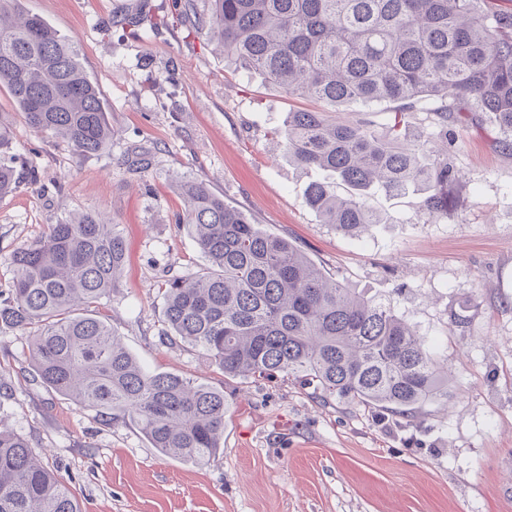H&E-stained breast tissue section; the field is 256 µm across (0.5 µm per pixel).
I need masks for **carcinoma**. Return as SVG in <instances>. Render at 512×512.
Segmentation results:
<instances>
[{
  "label": "carcinoma",
  "mask_w": 512,
  "mask_h": 512,
  "mask_svg": "<svg viewBox=\"0 0 512 512\" xmlns=\"http://www.w3.org/2000/svg\"><path fill=\"white\" fill-rule=\"evenodd\" d=\"M225 59L322 111L288 113V160L330 175L305 191L325 224L359 236L386 223L371 197L423 195L435 218L456 206L448 115L483 112L512 148V11L493 0H184ZM0 80L18 114L79 156L112 146V124L77 42L23 0H0ZM398 102L426 112L440 149L396 126L336 122L329 110ZM11 112H0V197L19 185ZM179 217L207 266L165 281L170 335L203 350L229 377L305 378L327 396L402 416L448 395L437 356L381 298L329 276L284 237L263 232L207 184L178 181ZM345 193L340 194L337 188ZM127 259L117 225L94 210L48 226L12 257L0 322L29 333L47 387L104 421H133L159 453L205 464L224 441V390L149 373L96 314ZM0 512H82L27 440L0 428Z\"/></svg>",
  "instance_id": "obj_1"
}]
</instances>
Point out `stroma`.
<instances>
[{"label":"stroma","instance_id":"obj_1","mask_svg":"<svg viewBox=\"0 0 512 512\" xmlns=\"http://www.w3.org/2000/svg\"><path fill=\"white\" fill-rule=\"evenodd\" d=\"M61 34L107 105L108 153L77 156L15 117L23 179L0 198V286L12 256L65 215L93 209L127 244L119 288L98 307L152 372L223 389L221 453L197 465L152 448L137 426L102 421L40 382L29 338L0 324V423L68 484L83 512H512V149L479 113L449 122L462 175L456 210L428 217L417 196H376L388 221L361 237L303 202L315 171L289 163L288 112L317 108L226 62L173 0H24ZM145 33L113 27L135 9ZM151 155L148 169L127 152ZM205 182L347 287L391 301L448 366V397L416 419L322 396L288 374L231 378L200 349L164 337L166 279L205 264L176 224L174 179ZM464 323L453 320L455 314Z\"/></svg>","mask_w":512,"mask_h":512}]
</instances>
